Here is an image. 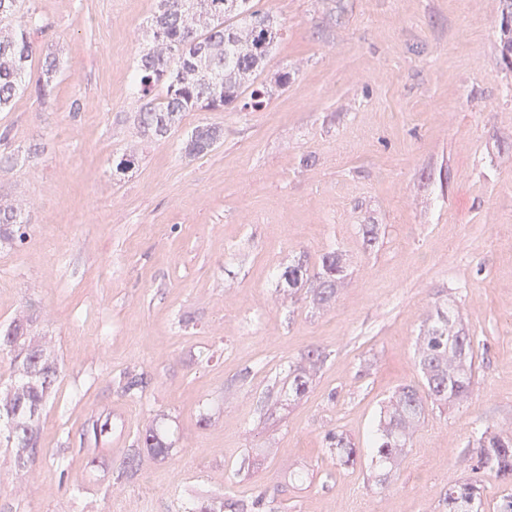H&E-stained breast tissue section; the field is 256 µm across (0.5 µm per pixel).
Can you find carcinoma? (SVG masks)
<instances>
[{
  "label": "carcinoma",
  "instance_id": "1",
  "mask_svg": "<svg viewBox=\"0 0 512 512\" xmlns=\"http://www.w3.org/2000/svg\"><path fill=\"white\" fill-rule=\"evenodd\" d=\"M20 0H0V110L8 108L22 85V76L36 54L32 34L47 28L35 12L22 11ZM280 37L273 15L255 7L252 0H157L152 19V39L136 62L135 118L143 134L163 137L177 128L186 112L222 111L233 104L257 110L264 104V85L257 82L272 47ZM37 98L51 92L56 59L42 61ZM223 137L217 124L198 126L185 143V156L206 153ZM26 225L21 209L0 202V241L24 240ZM321 269L311 273L297 262L281 280L290 288L308 287L313 302L328 306L336 297L342 273L341 254H322ZM30 317L21 315L0 325V358L9 361L10 383L0 389V447L13 451L11 478L31 472L39 454L40 417L56 382L51 347L29 330ZM327 358L310 350L288 366V395L297 400L310 390L313 377ZM418 363L424 389L401 387L380 413L369 435L372 466L394 469L413 430L424 420L426 407L458 405L470 394L475 373L474 337L450 311L436 310L435 320L418 337ZM117 394L134 398L143 392L147 377L125 370L114 380ZM331 455L345 464L355 462L357 448L343 434L329 431ZM173 448L164 425H148L115 469V480L131 479L140 470L144 454L164 457ZM477 469L512 484V433L485 431L477 439ZM482 485L466 480L448 489L445 512H483ZM188 512H224V495L216 491L187 493Z\"/></svg>",
  "mask_w": 512,
  "mask_h": 512
}]
</instances>
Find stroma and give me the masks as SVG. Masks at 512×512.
<instances>
[{"mask_svg":"<svg viewBox=\"0 0 512 512\" xmlns=\"http://www.w3.org/2000/svg\"><path fill=\"white\" fill-rule=\"evenodd\" d=\"M254 2L282 28L264 107L188 112L156 139L132 112L156 0H23L49 25L34 39L58 73L42 102L32 65L0 111V146L17 158L0 199L29 224L23 245L0 248V323L33 305L61 373L23 491L0 448V512H178L188 491L219 488L224 512L258 498L264 512H442L474 472V439L512 428L503 0ZM206 123L221 142L182 156ZM130 152L135 167L113 177ZM332 248L344 259L332 307L280 287L289 264L318 268ZM447 305L475 338V385L430 412L376 484L368 433L395 390L422 385L416 337ZM317 347L329 357L310 391L286 401L289 362ZM126 369L146 373L142 397L114 393ZM105 417L111 434L89 438ZM156 418L174 450L114 493L113 469ZM332 429L355 463L329 455Z\"/></svg>","mask_w":512,"mask_h":512,"instance_id":"35a3bbf8","label":"stroma"}]
</instances>
